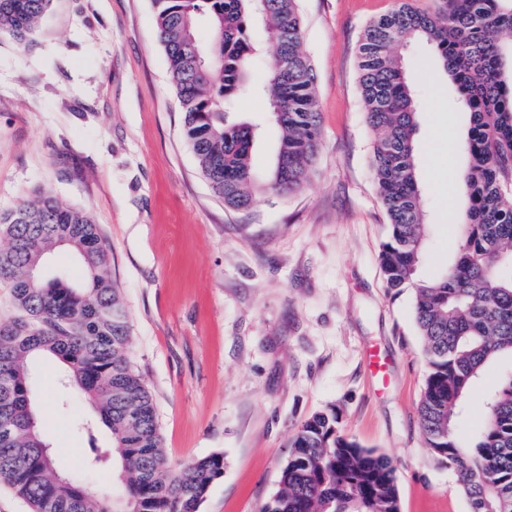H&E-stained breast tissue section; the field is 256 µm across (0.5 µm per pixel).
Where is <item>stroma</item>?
Here are the masks:
<instances>
[{
	"instance_id": "35a3bbf8",
	"label": "stroma",
	"mask_w": 512,
	"mask_h": 512,
	"mask_svg": "<svg viewBox=\"0 0 512 512\" xmlns=\"http://www.w3.org/2000/svg\"><path fill=\"white\" fill-rule=\"evenodd\" d=\"M392 4L302 0L320 153L300 192L257 197L246 212L225 209L196 166L152 0H52L27 42L0 36V209L45 190L99 225L166 454L224 457L199 512H260L280 487L294 428L331 408L345 434L392 459L401 512H470L420 426L426 365L412 294L390 297L377 259L388 218L370 168L357 45ZM431 54L425 44L405 52L421 104L426 279L456 251L469 126L446 77L426 79ZM373 347L386 359L377 375L366 362ZM511 365L485 367L461 435ZM57 371L50 360L30 368L45 443L65 458L63 473L119 491L107 429L93 443L101 464L82 468L87 406Z\"/></svg>"
}]
</instances>
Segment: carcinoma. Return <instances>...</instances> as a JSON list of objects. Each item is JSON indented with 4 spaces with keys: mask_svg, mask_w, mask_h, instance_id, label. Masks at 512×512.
<instances>
[{
    "mask_svg": "<svg viewBox=\"0 0 512 512\" xmlns=\"http://www.w3.org/2000/svg\"><path fill=\"white\" fill-rule=\"evenodd\" d=\"M50 0H0V33L24 43ZM157 33L178 94L198 169L224 208L249 210L259 194L292 195L309 179L321 146L315 73L302 48L300 0H153ZM273 48L263 113L279 131L271 168L252 162L257 125L232 122L226 107L255 93L248 72L260 52L255 24ZM205 22L211 43L202 45ZM433 49L432 69L448 77L469 112L463 142L465 216L458 246L436 278L419 276L426 224L416 165L419 104L401 50ZM359 89L377 132L370 165L389 219L379 263L388 293L409 290L427 374L419 417L427 447L456 476L470 512H512V371L483 402L482 425L467 441L458 424L473 382L494 359L512 358V0H394L370 20L358 44ZM0 283L12 314L0 319V487L28 512H198L224 470L219 454L181 462L163 449L153 396L127 357L131 328L108 275L110 251L80 208L48 192L0 210ZM69 248L84 271L75 284L34 272ZM55 357L87 404L83 429L112 435L114 496L60 473L42 452L29 366ZM280 489L260 512H401L392 460L362 447L333 410L314 414L288 440Z\"/></svg>",
    "mask_w": 512,
    "mask_h": 512,
    "instance_id": "cac0c4a2",
    "label": "carcinoma"
}]
</instances>
